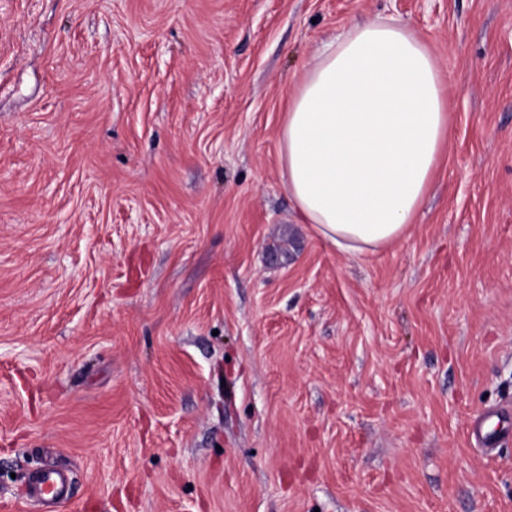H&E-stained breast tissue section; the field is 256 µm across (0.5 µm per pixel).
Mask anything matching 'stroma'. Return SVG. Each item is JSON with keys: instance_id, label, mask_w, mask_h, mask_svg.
I'll list each match as a JSON object with an SVG mask.
<instances>
[{"instance_id": "stroma-1", "label": "stroma", "mask_w": 512, "mask_h": 512, "mask_svg": "<svg viewBox=\"0 0 512 512\" xmlns=\"http://www.w3.org/2000/svg\"><path fill=\"white\" fill-rule=\"evenodd\" d=\"M391 16L452 138L352 258L279 132ZM46 468L56 512H512V0H0V512ZM64 489V479L55 469H44L38 479L36 490L40 495L58 498Z\"/></svg>"}]
</instances>
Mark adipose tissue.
<instances>
[{
  "mask_svg": "<svg viewBox=\"0 0 512 512\" xmlns=\"http://www.w3.org/2000/svg\"><path fill=\"white\" fill-rule=\"evenodd\" d=\"M450 139L435 60L379 19L331 39L288 99L280 161L304 223L361 257L409 233Z\"/></svg>",
  "mask_w": 512,
  "mask_h": 512,
  "instance_id": "1",
  "label": "adipose tissue"
}]
</instances>
